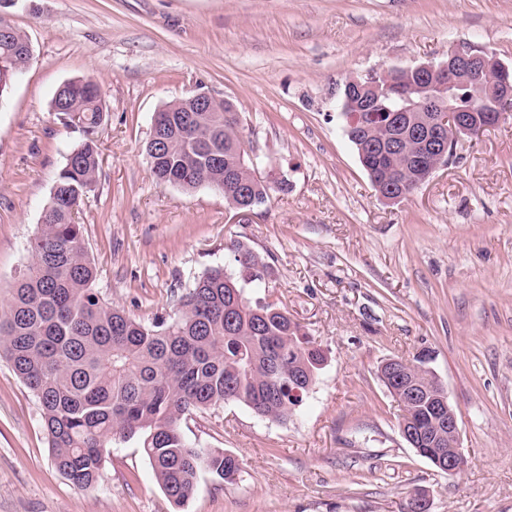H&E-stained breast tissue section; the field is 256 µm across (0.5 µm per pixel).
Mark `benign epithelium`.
<instances>
[{
    "mask_svg": "<svg viewBox=\"0 0 512 512\" xmlns=\"http://www.w3.org/2000/svg\"><path fill=\"white\" fill-rule=\"evenodd\" d=\"M486 77L488 98L504 109L498 112H470L459 107V90L467 88L480 77ZM346 99L342 111H347L350 98L357 96L372 112L381 106V99H395V107L385 108L388 118L389 138L394 149L406 142L415 145V159L423 178L432 177L446 167L456 145L464 137H473L475 128L489 129L507 116L512 109V69L489 51H480L470 46H457L448 51V60L433 63H419L404 67H393L371 71L363 76H351L344 84ZM191 99L204 112H219L226 99L206 92H193ZM410 112H429L430 123L408 127L404 118ZM421 366L437 381V391L433 396L434 413L438 422H448V435H438L434 443L441 446L448 443V449H439V461H448L447 473L454 474L464 457L461 447V432L457 413L451 404L446 388L429 366L431 356H420ZM399 386L394 390L395 397L402 403H414L420 396L419 385L410 371H400Z\"/></svg>",
    "mask_w": 512,
    "mask_h": 512,
    "instance_id": "benign-epithelium-1",
    "label": "benign epithelium"
}]
</instances>
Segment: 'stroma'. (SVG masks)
Masks as SVG:
<instances>
[{"label": "stroma", "instance_id": "35a3bbf8", "mask_svg": "<svg viewBox=\"0 0 512 512\" xmlns=\"http://www.w3.org/2000/svg\"><path fill=\"white\" fill-rule=\"evenodd\" d=\"M30 65L0 102V303L58 171L80 141L51 110L96 79L108 116L79 221L101 300L149 323L173 314L229 239L267 265L268 301L329 352L288 423L230 402L182 423L237 456L238 483L201 474L175 505L135 442L99 482L57 470L38 399L0 358V512H512V117L458 143L447 168L387 205L348 141V76L486 49L512 67V0H18ZM200 89L233 101L247 147L290 189L239 214L215 190L155 179L156 112ZM429 351L466 463L438 471L399 431L379 377Z\"/></svg>", "mask_w": 512, "mask_h": 512}]
</instances>
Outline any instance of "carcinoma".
I'll list each match as a JSON object with an SVG mask.
<instances>
[{
  "label": "carcinoma",
  "instance_id": "cac0c4a2",
  "mask_svg": "<svg viewBox=\"0 0 512 512\" xmlns=\"http://www.w3.org/2000/svg\"><path fill=\"white\" fill-rule=\"evenodd\" d=\"M26 45L25 35L13 29L12 48L0 44L4 66H25L20 49ZM51 109L81 129L83 138L57 174L27 244L28 262L0 307V356L39 400L55 465L73 486L94 485L106 449L134 440L165 494L180 505L193 495L200 474L233 483L241 472L236 456L188 441L181 422L232 401L285 423L317 383L327 356L288 311L245 296V285L265 283L267 265L240 240L225 245L240 278L222 266L205 270L167 319L146 325L101 302L83 225L75 220L99 169L96 129L104 104L98 81L65 83ZM361 117L349 142L365 147L362 167L379 173L386 189L415 193L420 185L414 152L398 158L375 154L368 146L379 139L386 116L364 112ZM187 118L202 140H183ZM159 120L172 146L152 169L158 180L185 190L221 185L226 202L255 208L275 191L288 192V183L275 189L251 172L234 104L222 112H195L182 98L166 104ZM400 411L402 418L411 415L419 422L423 442L415 452L431 459L437 428L430 406L424 402L416 412L409 406Z\"/></svg>",
  "mask_w": 512,
  "mask_h": 512
}]
</instances>
